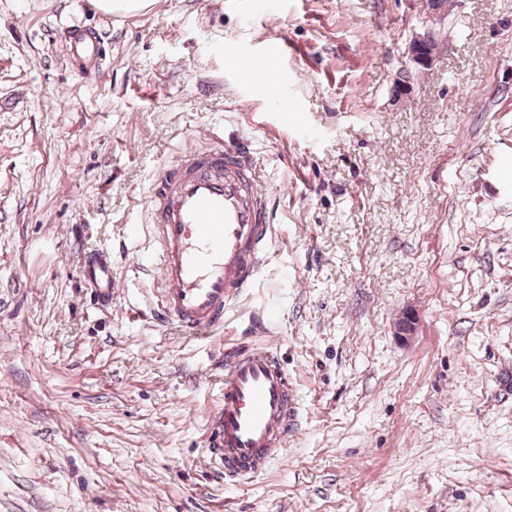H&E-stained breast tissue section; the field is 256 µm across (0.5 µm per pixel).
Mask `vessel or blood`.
Instances as JSON below:
<instances>
[{
    "label": "vessel or blood",
    "instance_id": "obj_1",
    "mask_svg": "<svg viewBox=\"0 0 512 512\" xmlns=\"http://www.w3.org/2000/svg\"><path fill=\"white\" fill-rule=\"evenodd\" d=\"M268 190L248 141L189 148L157 176L147 202L158 250L162 320L195 336L220 329L224 308L260 272L272 235ZM81 276L110 305L112 261L85 257ZM301 428L298 395L277 353L240 347L224 356V387L204 426L206 459L232 483L266 471Z\"/></svg>",
    "mask_w": 512,
    "mask_h": 512
}]
</instances>
